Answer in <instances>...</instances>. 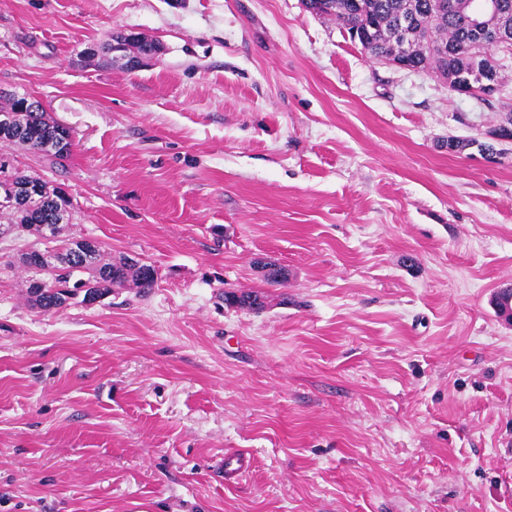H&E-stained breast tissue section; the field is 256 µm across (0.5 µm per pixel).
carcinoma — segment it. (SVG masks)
<instances>
[{"instance_id":"carcinoma-1","label":"carcinoma","mask_w":512,"mask_h":512,"mask_svg":"<svg viewBox=\"0 0 512 512\" xmlns=\"http://www.w3.org/2000/svg\"><path fill=\"white\" fill-rule=\"evenodd\" d=\"M315 14L330 17L346 29L352 41L361 45L371 58H391L394 46L405 45L401 62L409 71L432 69L479 85L485 64L497 59L489 39L472 28L462 6L435 8L434 0H316ZM10 119L11 132L0 135V143L16 144L39 153L50 165H60L71 154H62L54 142L53 120L43 104L27 95L12 94L0 101V116ZM16 185H29L31 192L19 198L9 196ZM62 188L26 175L16 169H0V215L8 223L0 224V238L20 234V228L35 224L52 225L48 260H30V253L20 257L21 264L32 273L27 293L34 304L47 312L64 307L84 292V296L102 297L115 286L130 284L146 292L154 287L155 269L128 257L102 262V246L79 259L69 258L75 240L66 235L71 223V204L61 197ZM263 292L226 294L224 300L240 307L261 310Z\"/></svg>"}]
</instances>
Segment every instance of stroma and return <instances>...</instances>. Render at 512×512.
Returning a JSON list of instances; mask_svg holds the SVG:
<instances>
[{
	"label": "stroma",
	"mask_w": 512,
	"mask_h": 512,
	"mask_svg": "<svg viewBox=\"0 0 512 512\" xmlns=\"http://www.w3.org/2000/svg\"><path fill=\"white\" fill-rule=\"evenodd\" d=\"M118 32L163 51L123 69ZM503 63L483 100L301 0H0V92L75 140L0 158L158 274L45 313L40 240L0 239V512H512V141L480 150Z\"/></svg>",
	"instance_id": "stroma-1"
}]
</instances>
